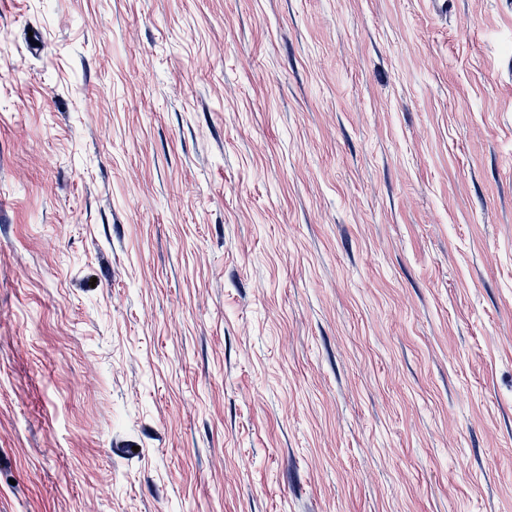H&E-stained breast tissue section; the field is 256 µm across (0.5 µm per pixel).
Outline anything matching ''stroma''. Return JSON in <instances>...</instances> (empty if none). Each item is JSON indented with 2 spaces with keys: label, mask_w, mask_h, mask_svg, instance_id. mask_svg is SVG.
<instances>
[{
  "label": "stroma",
  "mask_w": 512,
  "mask_h": 512,
  "mask_svg": "<svg viewBox=\"0 0 512 512\" xmlns=\"http://www.w3.org/2000/svg\"><path fill=\"white\" fill-rule=\"evenodd\" d=\"M0 512H512V0H0Z\"/></svg>",
  "instance_id": "obj_1"
}]
</instances>
